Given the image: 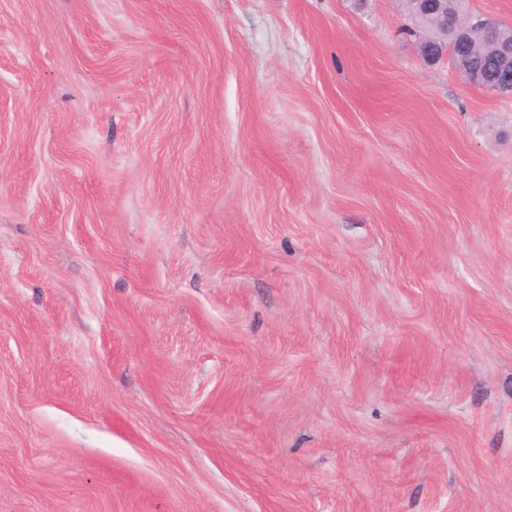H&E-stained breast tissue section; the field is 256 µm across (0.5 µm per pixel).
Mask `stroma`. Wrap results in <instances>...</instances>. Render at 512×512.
Instances as JSON below:
<instances>
[{
	"label": "stroma",
	"instance_id": "1",
	"mask_svg": "<svg viewBox=\"0 0 512 512\" xmlns=\"http://www.w3.org/2000/svg\"><path fill=\"white\" fill-rule=\"evenodd\" d=\"M399 0H0V512H512V97Z\"/></svg>",
	"mask_w": 512,
	"mask_h": 512
}]
</instances>
